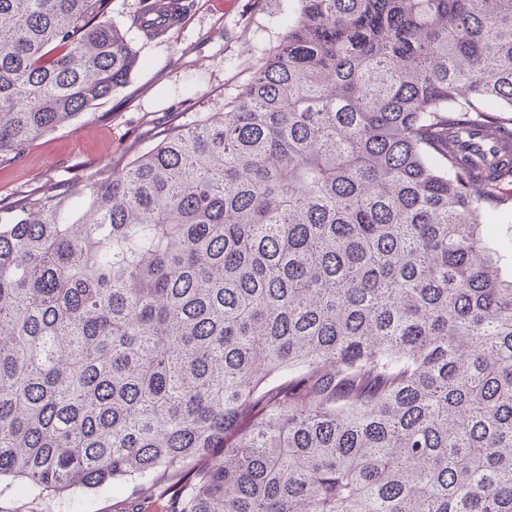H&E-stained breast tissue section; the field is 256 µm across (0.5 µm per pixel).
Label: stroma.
I'll return each instance as SVG.
<instances>
[{
  "label": "stroma",
  "mask_w": 512,
  "mask_h": 512,
  "mask_svg": "<svg viewBox=\"0 0 512 512\" xmlns=\"http://www.w3.org/2000/svg\"><path fill=\"white\" fill-rule=\"evenodd\" d=\"M182 25L149 38L132 26L144 0H110L109 20L138 55L129 82L110 98L0 163V205L51 184L81 197L92 176L125 165L171 128L215 117L281 42L298 0H190ZM192 469L162 475L145 493L77 489L55 495L0 480V512H169Z\"/></svg>",
  "instance_id": "1"
}]
</instances>
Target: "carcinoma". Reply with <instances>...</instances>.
Segmentation results:
<instances>
[{"label":"carcinoma","instance_id":"1","mask_svg":"<svg viewBox=\"0 0 512 512\" xmlns=\"http://www.w3.org/2000/svg\"><path fill=\"white\" fill-rule=\"evenodd\" d=\"M299 3L221 119L0 216V478L512 512V0ZM108 9L0 0V157L128 82Z\"/></svg>","mask_w":512,"mask_h":512}]
</instances>
